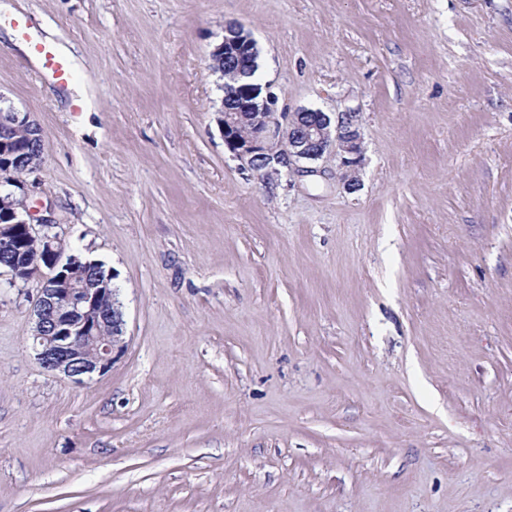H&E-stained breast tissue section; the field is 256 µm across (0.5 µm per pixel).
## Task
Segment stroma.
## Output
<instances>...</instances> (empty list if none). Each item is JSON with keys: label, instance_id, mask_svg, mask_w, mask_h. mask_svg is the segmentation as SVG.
<instances>
[{"label": "stroma", "instance_id": "stroma-1", "mask_svg": "<svg viewBox=\"0 0 512 512\" xmlns=\"http://www.w3.org/2000/svg\"><path fill=\"white\" fill-rule=\"evenodd\" d=\"M8 2L0 99L44 138L0 194L116 272L127 349L47 372L0 277V512H512V0ZM231 22L280 111L352 114L357 190L225 148ZM222 52L224 59L219 56L214 57L211 59V67L216 71L220 70V79L227 84H236L240 77L238 75L224 77V73L230 71L232 74H241L250 72L256 66V42L241 24L229 23L225 26L224 38L214 47L211 55ZM38 53L44 68L51 73L58 82H67L70 79L71 72L63 57L49 48H40Z\"/></svg>", "mask_w": 512, "mask_h": 512}]
</instances>
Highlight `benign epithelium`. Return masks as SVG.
Masks as SVG:
<instances>
[{
    "label": "benign epithelium",
    "instance_id": "7a95c632",
    "mask_svg": "<svg viewBox=\"0 0 512 512\" xmlns=\"http://www.w3.org/2000/svg\"><path fill=\"white\" fill-rule=\"evenodd\" d=\"M212 53L223 54L224 71L249 72L256 66V42L243 25L230 23L224 38ZM278 96L266 84H239L224 89L217 123L227 150L261 177L293 172L301 163H314L328 154L340 158L348 190L358 186L357 169L363 162L361 134L352 115L337 118L320 110L301 108L289 115L277 109ZM7 128H26L38 139L43 131L27 112L0 115ZM8 197L0 196L4 218L18 217L13 224L0 225V270L10 283L36 281L32 348L42 368L62 373L83 385L108 372L123 353L124 319L116 303V289L109 279L88 277L86 270L101 262L76 255L63 257L57 236L50 235L49 220L33 214L18 216L7 211ZM46 228L36 232L32 221ZM38 238L45 245L46 263L19 261L15 230Z\"/></svg>",
    "mask_w": 512,
    "mask_h": 512
}]
</instances>
